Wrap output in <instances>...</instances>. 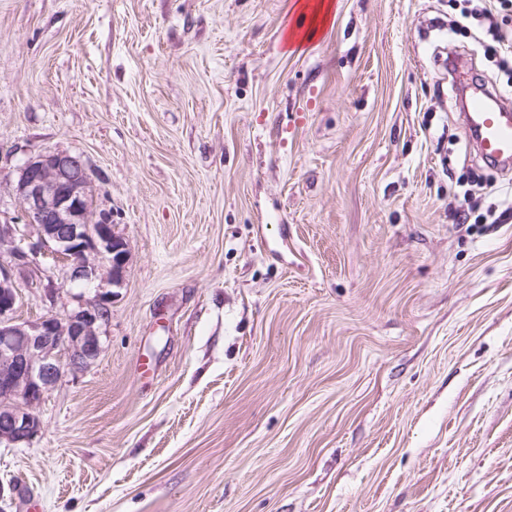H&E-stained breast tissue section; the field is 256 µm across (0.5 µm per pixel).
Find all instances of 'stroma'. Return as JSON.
Wrapping results in <instances>:
<instances>
[{"label":"stroma","mask_w":512,"mask_h":512,"mask_svg":"<svg viewBox=\"0 0 512 512\" xmlns=\"http://www.w3.org/2000/svg\"><path fill=\"white\" fill-rule=\"evenodd\" d=\"M333 2L297 49L296 0H0V218L66 151L131 248L0 512H512V169L459 119L512 56L465 0Z\"/></svg>","instance_id":"1"}]
</instances>
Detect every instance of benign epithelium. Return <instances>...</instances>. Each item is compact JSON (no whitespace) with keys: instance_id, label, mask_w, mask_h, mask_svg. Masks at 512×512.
Returning a JSON list of instances; mask_svg holds the SVG:
<instances>
[{"instance_id":"benign-epithelium-1","label":"benign epithelium","mask_w":512,"mask_h":512,"mask_svg":"<svg viewBox=\"0 0 512 512\" xmlns=\"http://www.w3.org/2000/svg\"><path fill=\"white\" fill-rule=\"evenodd\" d=\"M90 184L80 156L39 153L20 168L15 187L26 223L0 222V444H31L40 432L36 411L63 369L81 371L101 353L110 294L97 292L62 315L17 317L18 278L39 280L51 307L59 300V287L35 266L41 254L66 261L72 283L122 284L130 244L94 209Z\"/></svg>"}]
</instances>
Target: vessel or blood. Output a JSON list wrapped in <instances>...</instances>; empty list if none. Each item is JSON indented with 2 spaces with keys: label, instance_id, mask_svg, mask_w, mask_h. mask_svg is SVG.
Returning a JSON list of instances; mask_svg holds the SVG:
<instances>
[{
  "label": "vessel or blood",
  "instance_id": "b4317fda",
  "mask_svg": "<svg viewBox=\"0 0 512 512\" xmlns=\"http://www.w3.org/2000/svg\"><path fill=\"white\" fill-rule=\"evenodd\" d=\"M464 117L480 154L511 167L512 107L489 92L476 89L468 97Z\"/></svg>",
  "mask_w": 512,
  "mask_h": 512
}]
</instances>
